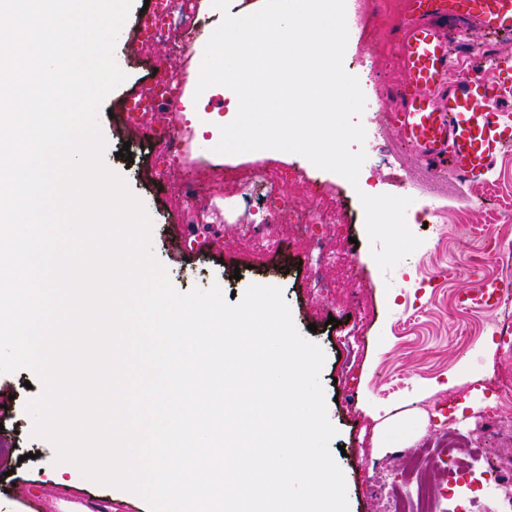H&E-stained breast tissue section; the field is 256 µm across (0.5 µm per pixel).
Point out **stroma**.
Listing matches in <instances>:
<instances>
[{"label": "stroma", "instance_id": "stroma-1", "mask_svg": "<svg viewBox=\"0 0 512 512\" xmlns=\"http://www.w3.org/2000/svg\"><path fill=\"white\" fill-rule=\"evenodd\" d=\"M362 2L350 0L358 23L349 32L344 60L366 102L384 113L396 108L393 92L405 80L396 35L409 18L408 0H392L395 23L385 28L373 24ZM205 11L209 21L197 35L198 53L222 20L213 5ZM131 30V24H124L114 47V58L127 78L106 96L98 115L106 140L103 161L143 202L152 222V252L173 287L184 293L216 284L227 297L244 294L253 283L281 288L298 332L325 353L321 383L328 419L337 430L332 456L345 477L349 512H388L389 500L419 480L445 489L441 505L446 512H458L462 505L468 512H494L497 497L481 484L479 467L452 485L432 457L447 432L471 433L483 410L493 404V396L480 386L482 380L494 379L512 392V342H502L498 334L500 323L512 317V308L469 311L456 304L459 294L476 286L475 278L459 267L486 244L494 250L484 263V275L512 285V234L497 232L498 224L512 215V148L478 182L434 177L384 123L363 144L366 160L354 184L294 153L258 150L220 157L214 151L219 128L232 122L238 109L237 96L229 90L210 99L186 100L184 111L168 113L171 124L192 126L195 135L184 164L165 173L168 188L160 191L146 180L145 130L126 125L120 106L125 96L147 88L156 65L192 69L200 58L198 53H173L168 36L141 45ZM125 145L131 158L119 155ZM272 160L304 169L326 190L320 197L307 184L289 180L280 186L288 207L276 233L288 240L290 251L279 260L260 263L242 250L244 233L258 217L255 203L241 196L237 183L225 181L220 167L235 165L247 176ZM188 178L197 180L217 207L230 212L206 250L185 239L178 222L184 201L176 188ZM363 193L412 200L406 222L423 243L386 272L372 257L359 200ZM321 204L344 207L352 221L344 237L332 224H318L314 230L356 266L358 292L369 315L367 341L360 349L328 324L330 316L344 315L348 302L340 266L324 270L330 289L319 296L310 292L311 268L301 262L305 245L298 221ZM41 392L29 370L0 373V512H150L140 496L94 483L81 473L60 481L50 477L45 460L55 448L34 437V420L27 411ZM405 418L412 419L413 428L404 447L387 446L388 428Z\"/></svg>", "mask_w": 512, "mask_h": 512}]
</instances>
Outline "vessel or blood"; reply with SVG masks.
<instances>
[{
    "label": "vessel or blood",
    "mask_w": 512,
    "mask_h": 512,
    "mask_svg": "<svg viewBox=\"0 0 512 512\" xmlns=\"http://www.w3.org/2000/svg\"><path fill=\"white\" fill-rule=\"evenodd\" d=\"M415 14L399 37L400 64L406 74L398 88L396 111L388 125L424 162L430 172L464 181L483 179L498 153L512 146V59L499 62L487 75L453 69L451 45L468 42L469 22L484 31L512 35V0H411ZM506 285L483 279L464 292V308L498 307Z\"/></svg>",
    "instance_id": "b4317fda"
}]
</instances>
